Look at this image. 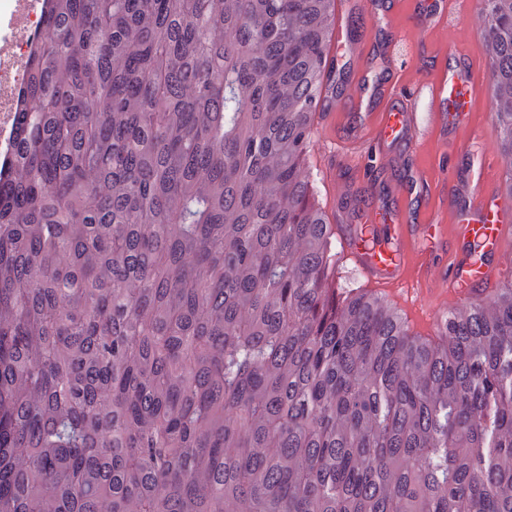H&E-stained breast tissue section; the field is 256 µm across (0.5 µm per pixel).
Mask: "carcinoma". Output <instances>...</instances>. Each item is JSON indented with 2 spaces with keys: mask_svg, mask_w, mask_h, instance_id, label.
I'll return each instance as SVG.
<instances>
[{
  "mask_svg": "<svg viewBox=\"0 0 512 512\" xmlns=\"http://www.w3.org/2000/svg\"><path fill=\"white\" fill-rule=\"evenodd\" d=\"M45 2L0 160V512H512V281L437 344L336 284L335 0Z\"/></svg>",
  "mask_w": 512,
  "mask_h": 512,
  "instance_id": "cac0c4a2",
  "label": "carcinoma"
}]
</instances>
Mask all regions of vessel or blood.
Masks as SVG:
<instances>
[{"mask_svg": "<svg viewBox=\"0 0 512 512\" xmlns=\"http://www.w3.org/2000/svg\"><path fill=\"white\" fill-rule=\"evenodd\" d=\"M371 7L377 26L364 49L343 38L348 0L335 4L331 64L339 65L346 54L367 59L352 108L341 116L344 144L356 152L370 141L394 153L446 140L452 119L476 127L475 67L440 62L431 78L413 82L410 96H401L392 74L412 40L392 31L399 21L394 0H372ZM462 9V0H418L413 23L431 33L446 28L451 13ZM495 181V163L480 157L451 184L411 170L378 184L342 230L347 258L371 286L407 300L414 317L424 307L440 315L449 303L497 288L501 261L512 252V209L494 192Z\"/></svg>", "mask_w": 512, "mask_h": 512, "instance_id": "1", "label": "vessel or blood"}]
</instances>
